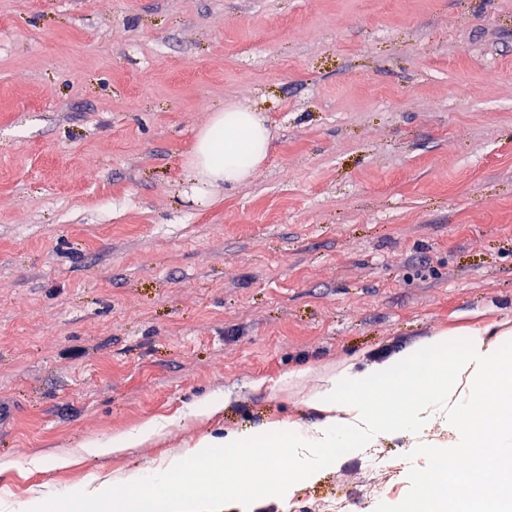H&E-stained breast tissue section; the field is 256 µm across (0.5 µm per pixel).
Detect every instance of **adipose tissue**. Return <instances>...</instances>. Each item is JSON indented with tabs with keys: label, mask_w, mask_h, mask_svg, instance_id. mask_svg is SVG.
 Returning a JSON list of instances; mask_svg holds the SVG:
<instances>
[{
	"label": "adipose tissue",
	"mask_w": 512,
	"mask_h": 512,
	"mask_svg": "<svg viewBox=\"0 0 512 512\" xmlns=\"http://www.w3.org/2000/svg\"><path fill=\"white\" fill-rule=\"evenodd\" d=\"M271 134L252 109L229 104L212 113L197 133L187 161L193 195L206 200L218 185L248 182L267 160ZM465 342L457 351V342ZM310 402L326 419L304 428L284 422L264 425L250 437L206 436L193 453L209 481L197 487L193 471L173 456L153 470L128 474L122 488L90 477L82 486L56 494L54 501L28 500L22 509L0 501V512H222L226 494L237 497L238 512H250L268 491L287 494L294 480L313 479L334 449L359 445L399 428L415 433L442 420L454 430L459 451L482 449L477 465L458 478L437 466L420 499L402 512H447L449 500L491 501L493 512H512V350L490 351L482 329L445 331L419 348L404 351L364 371L345 367L325 379ZM163 423L93 439L84 451L106 457L148 441ZM236 449L233 457L224 456ZM291 454L292 470L279 458Z\"/></svg>",
	"instance_id": "1"
}]
</instances>
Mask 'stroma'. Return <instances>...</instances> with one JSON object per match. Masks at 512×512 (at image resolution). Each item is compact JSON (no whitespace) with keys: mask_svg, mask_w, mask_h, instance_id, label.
Instances as JSON below:
<instances>
[{"mask_svg":"<svg viewBox=\"0 0 512 512\" xmlns=\"http://www.w3.org/2000/svg\"><path fill=\"white\" fill-rule=\"evenodd\" d=\"M232 102L272 150L200 207L186 160ZM486 326L512 330V0H0V500L320 423L325 374ZM415 438L254 512H400L459 460L447 424ZM169 424L170 422H156L140 429L113 434L109 440H89L83 449L89 456L106 457L145 443L156 432L165 429Z\"/></svg>","mask_w":512,"mask_h":512,"instance_id":"1","label":"stroma"}]
</instances>
